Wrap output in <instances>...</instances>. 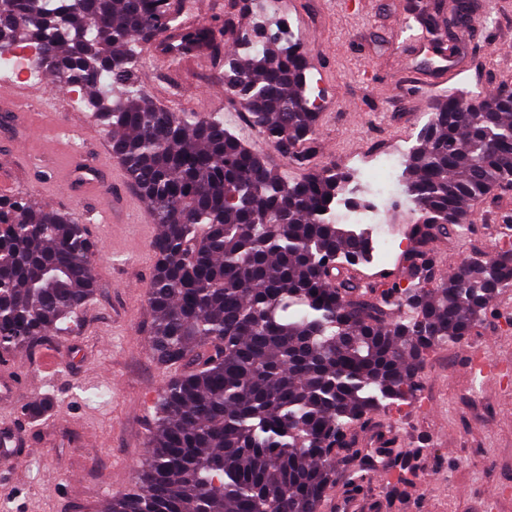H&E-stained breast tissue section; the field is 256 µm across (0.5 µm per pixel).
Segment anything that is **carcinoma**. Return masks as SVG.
I'll list each match as a JSON object with an SVG mask.
<instances>
[{
	"instance_id": "carcinoma-1",
	"label": "carcinoma",
	"mask_w": 512,
	"mask_h": 512,
	"mask_svg": "<svg viewBox=\"0 0 512 512\" xmlns=\"http://www.w3.org/2000/svg\"><path fill=\"white\" fill-rule=\"evenodd\" d=\"M224 93L277 152L303 166L319 112L301 40L237 17L228 0ZM184 0H0V52L27 48L56 86L112 131V155L160 232L148 296L157 362L178 373L158 400L138 487L112 512H320L336 463L363 457L357 432L413 400L427 355L480 326L512 288V247L473 257L434 284L435 243L512 180V97L439 99L404 157L411 248L374 279L369 234L336 219L350 175L299 180L224 127L172 112L136 80L140 50L190 54L211 27H184ZM453 42L472 0L418 16ZM96 246L73 213L0 197V356L63 336L95 298Z\"/></svg>"
}]
</instances>
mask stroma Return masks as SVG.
<instances>
[{
	"label": "stroma",
	"instance_id": "35a3bbf8",
	"mask_svg": "<svg viewBox=\"0 0 512 512\" xmlns=\"http://www.w3.org/2000/svg\"><path fill=\"white\" fill-rule=\"evenodd\" d=\"M432 0H283L304 44L307 81L319 88L318 152L308 169L291 166L268 143L274 169L298 179L336 166L361 170L380 152L416 142L433 103L452 93L512 87V0H474L480 27L451 51L463 70L447 83L424 80L434 55L415 54L411 37L426 36L415 11ZM225 0H194L186 26L211 24L205 56L169 61L143 58L138 73L158 104L174 112L223 115L242 132L239 104L224 93ZM0 79V195L75 213L98 247L95 300L69 335L47 349L74 361L54 378L34 361L15 362L25 382L19 420L41 447L17 465L0 463V512H104L135 487L147 453L159 395L172 372L151 353L147 294L155 270L158 227L146 202L123 204L112 179L111 132L80 111L68 90L43 82L30 97L5 95ZM77 165L97 167L93 189L72 182ZM512 239V193L475 204L469 224L441 243L439 264L455 270L496 252ZM512 288L494 301L485 324L425 359L414 402L378 416L377 432L411 449L408 482L388 478L385 459L368 455L370 477L357 495L346 492L349 463L321 512H512Z\"/></svg>",
	"mask_w": 512,
	"mask_h": 512
}]
</instances>
